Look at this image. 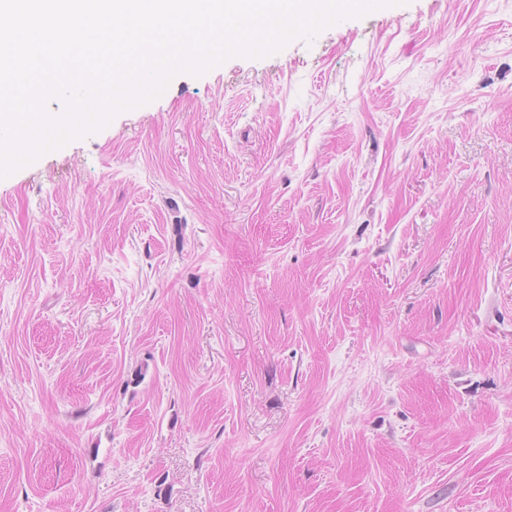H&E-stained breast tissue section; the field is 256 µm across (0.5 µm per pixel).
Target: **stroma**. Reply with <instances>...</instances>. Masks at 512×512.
Wrapping results in <instances>:
<instances>
[{
	"instance_id": "stroma-1",
	"label": "stroma",
	"mask_w": 512,
	"mask_h": 512,
	"mask_svg": "<svg viewBox=\"0 0 512 512\" xmlns=\"http://www.w3.org/2000/svg\"><path fill=\"white\" fill-rule=\"evenodd\" d=\"M0 512H512V0H399L0 179Z\"/></svg>"
}]
</instances>
